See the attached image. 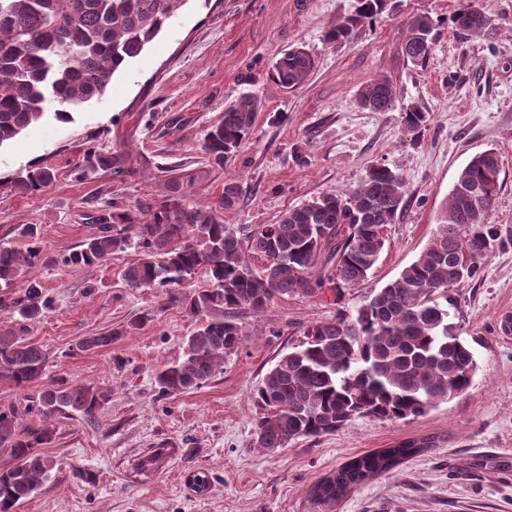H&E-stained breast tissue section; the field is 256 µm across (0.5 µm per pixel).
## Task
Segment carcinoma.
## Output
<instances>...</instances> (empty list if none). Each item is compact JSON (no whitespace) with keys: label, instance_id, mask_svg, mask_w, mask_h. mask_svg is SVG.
Wrapping results in <instances>:
<instances>
[{"label":"carcinoma","instance_id":"1","mask_svg":"<svg viewBox=\"0 0 512 512\" xmlns=\"http://www.w3.org/2000/svg\"><path fill=\"white\" fill-rule=\"evenodd\" d=\"M187 0H0V147L42 120L46 105L54 117L70 122L73 113L105 95L112 78L138 57L177 15ZM390 0H355L353 11L324 32L329 44L355 38L365 24L382 15ZM455 31L473 41L497 35L494 17L477 0H466L452 18ZM435 22L426 14L405 24L403 53L424 63L432 50ZM315 69L308 51L295 46L280 57L270 80L284 90L304 84ZM360 104L386 112L394 101L389 79L378 77L357 90ZM260 98L246 93L224 107L209 126L200 149L212 167L224 168L251 139ZM430 113L408 107L404 133L415 136ZM82 173L129 177L120 152L90 144L80 162ZM502 162L494 149L474 155L459 173L428 246L395 280L374 290L350 318L310 325L305 340L282 354L253 393L259 408L255 434L261 448H284L291 440L332 433L356 416L405 420L424 415L471 386L473 353L449 322L448 289L475 278L496 246L490 215L501 189ZM55 174L30 166L0 186L21 194L44 191ZM193 180L171 181L169 194L144 197L132 209L103 210L99 227L81 249L62 256L68 266L95 268L112 253L134 243L139 260L122 272L132 288H164L170 300L202 316L206 324L187 339L183 361L162 366L156 383L162 395L200 387L214 377L224 356L242 340L236 314L261 313L279 296L314 294L365 282L386 239L379 228L395 223L405 206V181L385 165L369 168L362 182L330 191L283 211L276 223L261 224L244 235L224 219L241 198L235 181L224 182L216 201L193 198ZM484 196L480 204L471 194ZM23 246L0 243V307L16 315V326L0 327V380L19 388L39 386L28 396L27 412L39 425L24 421L12 407L0 408V448L13 464L0 468V512L30 499L51 478L56 460L46 454L59 417L92 420L109 393L90 384L47 379L48 353L26 339L28 324L51 308L41 281L31 274L43 252L40 227L19 230ZM265 260L253 272L249 256ZM204 275L209 287L184 289L190 277ZM22 292L9 295L19 279ZM120 328L86 336L81 351L112 345ZM423 448L405 442L356 456L321 478L310 494L318 504L336 503L348 490L386 473Z\"/></svg>","mask_w":512,"mask_h":512}]
</instances>
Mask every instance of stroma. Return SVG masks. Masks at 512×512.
<instances>
[{
    "mask_svg": "<svg viewBox=\"0 0 512 512\" xmlns=\"http://www.w3.org/2000/svg\"><path fill=\"white\" fill-rule=\"evenodd\" d=\"M483 2L498 28L490 45L453 30L462 0H391L353 40L329 45L326 27L350 13L354 0H188L101 100L68 123L46 116L0 148L1 176L32 165L55 173L38 194L0 188V242L17 241L23 224L42 231L45 261L36 274L52 308L28 338L47 350V376L111 393L94 421H57L47 450L57 468L16 512H512V337L500 319L512 308V0ZM422 13L435 21L434 45L417 66L402 43L406 21ZM298 44L316 68L305 84L284 91L269 73ZM378 76L396 93L386 112L364 110L356 99L359 86ZM245 92L264 102L252 139L223 168L211 167L199 149L204 131ZM409 104L431 114L412 140L401 132ZM91 144L124 152L132 176H82L77 163ZM487 148L502 160L491 214L499 241L479 275L450 290L452 321L477 363L469 390L414 419L358 416L330 434L275 451L258 447L252 394L267 371L307 326L354 313L419 256L459 172ZM375 164L402 175L406 203L367 281L238 313L237 350L208 383L177 395H159L155 373L184 359L185 339L201 318L169 302L163 289L123 281L137 248L113 253L97 269L59 261L95 231L99 209L164 195L173 169L194 180L202 202L236 181L241 203L227 220L248 231L321 193L357 186ZM148 311L152 321L132 329ZM123 326L127 334L110 347L78 350L83 337ZM404 441L426 450L332 507L314 503L317 480L355 455ZM157 448L165 451L158 466L140 471V460ZM200 471L208 476L202 491L192 481Z\"/></svg>",
    "mask_w": 512,
    "mask_h": 512,
    "instance_id": "35a3bbf8",
    "label": "stroma"
}]
</instances>
